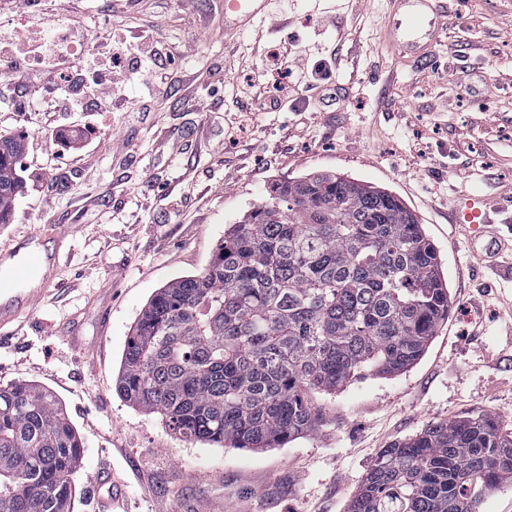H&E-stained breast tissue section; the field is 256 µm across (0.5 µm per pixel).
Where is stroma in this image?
<instances>
[{
    "mask_svg": "<svg viewBox=\"0 0 512 512\" xmlns=\"http://www.w3.org/2000/svg\"><path fill=\"white\" fill-rule=\"evenodd\" d=\"M193 2L185 16L178 0H143L133 23L189 53L153 94L130 84L125 111L62 113L81 144L65 157L44 122L49 100L22 115L0 98V136L24 144L0 244L49 224L57 252L53 283L0 341V386L32 382L66 408L83 445L70 512H100L102 468L123 490L119 512H347L376 454L428 424L481 412L512 428V253L480 260L450 222L461 191L512 195V0H447L430 62L383 44L387 0H270L231 32L213 13L224 0ZM267 47L332 64V104L299 88L283 109L251 113L239 87ZM315 171L397 194L439 251L453 306L422 358L313 393L324 425L280 448L189 441L131 407L116 381L146 301L201 272L278 181Z\"/></svg>",
    "mask_w": 512,
    "mask_h": 512,
    "instance_id": "35a3bbf8",
    "label": "stroma"
}]
</instances>
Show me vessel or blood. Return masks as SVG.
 <instances>
[{"label":"vessel or blood","instance_id":"1","mask_svg":"<svg viewBox=\"0 0 512 512\" xmlns=\"http://www.w3.org/2000/svg\"><path fill=\"white\" fill-rule=\"evenodd\" d=\"M393 23L386 43L394 50L419 59L430 56L444 19L436 0H388ZM267 0H225V12L234 24L248 26L263 15ZM512 208V196L494 203L480 194L465 192L453 218L454 223L469 226L490 246L512 250V237L498 235V215ZM48 230L37 228L26 239L0 247V329L21 322L29 316L34 302L51 283L56 256L45 241Z\"/></svg>","mask_w":512,"mask_h":512}]
</instances>
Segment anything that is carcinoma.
<instances>
[{"label": "carcinoma", "mask_w": 512, "mask_h": 512, "mask_svg": "<svg viewBox=\"0 0 512 512\" xmlns=\"http://www.w3.org/2000/svg\"><path fill=\"white\" fill-rule=\"evenodd\" d=\"M22 149L0 137V224ZM451 305L439 251L396 194L310 173L277 183L203 272L148 299L116 389L187 440L279 448L323 426L312 392L416 364ZM81 448L55 396L0 387V512H65ZM507 482L512 432L474 413L382 449L348 512H475L479 492Z\"/></svg>", "instance_id": "1"}]
</instances>
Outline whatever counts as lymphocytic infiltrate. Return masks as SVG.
Segmentation results:
<instances>
[{
	"instance_id": "1",
	"label": "lymphocytic infiltrate",
	"mask_w": 512,
	"mask_h": 512,
	"mask_svg": "<svg viewBox=\"0 0 512 512\" xmlns=\"http://www.w3.org/2000/svg\"><path fill=\"white\" fill-rule=\"evenodd\" d=\"M72 0H56L43 9L39 0H12L26 18L21 28L0 31V87L12 88L13 106L26 112L35 101L18 82L23 73L34 71L36 79L49 80L55 91V112H109L117 105L131 82L144 89L162 84L161 70L152 67L157 56L153 30L134 34L130 24L108 27L92 52L82 56L68 53L66 42L85 17L72 9ZM145 58L146 66L132 70L128 56Z\"/></svg>"
}]
</instances>
